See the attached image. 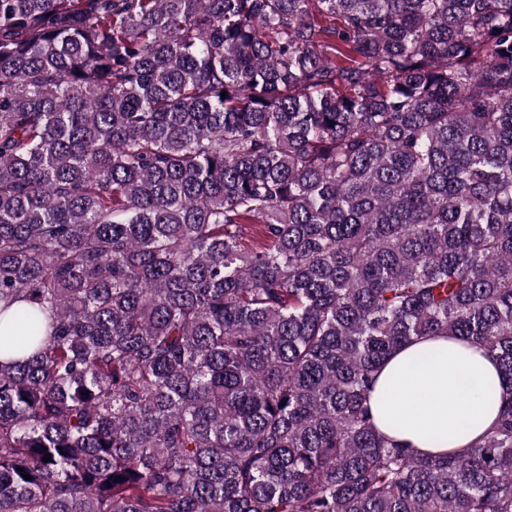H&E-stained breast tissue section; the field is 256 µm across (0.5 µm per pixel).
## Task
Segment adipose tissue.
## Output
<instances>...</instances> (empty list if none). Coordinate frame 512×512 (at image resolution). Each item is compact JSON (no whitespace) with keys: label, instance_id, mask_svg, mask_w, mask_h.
I'll list each match as a JSON object with an SVG mask.
<instances>
[{"label":"adipose tissue","instance_id":"obj_1","mask_svg":"<svg viewBox=\"0 0 512 512\" xmlns=\"http://www.w3.org/2000/svg\"><path fill=\"white\" fill-rule=\"evenodd\" d=\"M501 393L497 362L484 350L446 336L396 351L383 366L371 406L379 430L428 454L469 446L495 422Z\"/></svg>","mask_w":512,"mask_h":512}]
</instances>
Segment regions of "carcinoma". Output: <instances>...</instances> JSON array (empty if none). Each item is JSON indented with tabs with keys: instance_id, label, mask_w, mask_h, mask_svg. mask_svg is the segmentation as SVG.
<instances>
[{
	"instance_id": "carcinoma-1",
	"label": "carcinoma",
	"mask_w": 512,
	"mask_h": 512,
	"mask_svg": "<svg viewBox=\"0 0 512 512\" xmlns=\"http://www.w3.org/2000/svg\"><path fill=\"white\" fill-rule=\"evenodd\" d=\"M0 328V512H512V0H0ZM502 393L497 362L483 349L446 336L414 341L396 351L371 394L379 430L428 454L466 448L495 422ZM448 395L454 397L448 400Z\"/></svg>"
}]
</instances>
